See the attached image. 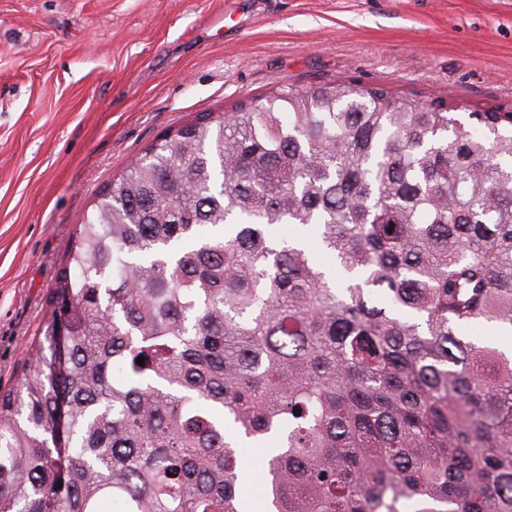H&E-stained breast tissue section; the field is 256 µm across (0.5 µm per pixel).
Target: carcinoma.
Returning <instances> with one entry per match:
<instances>
[{"instance_id": "carcinoma-1", "label": "carcinoma", "mask_w": 512, "mask_h": 512, "mask_svg": "<svg viewBox=\"0 0 512 512\" xmlns=\"http://www.w3.org/2000/svg\"><path fill=\"white\" fill-rule=\"evenodd\" d=\"M51 307L0 512H512V351L463 335L512 334V112L328 80L200 115L103 186ZM240 487L245 496L262 492L263 482L258 477L260 459L253 448H239Z\"/></svg>"}]
</instances>
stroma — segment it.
I'll use <instances>...</instances> for the list:
<instances>
[{
	"mask_svg": "<svg viewBox=\"0 0 512 512\" xmlns=\"http://www.w3.org/2000/svg\"><path fill=\"white\" fill-rule=\"evenodd\" d=\"M330 79L512 112V0H0V387L131 157L197 114Z\"/></svg>",
	"mask_w": 512,
	"mask_h": 512,
	"instance_id": "1",
	"label": "stroma"
}]
</instances>
